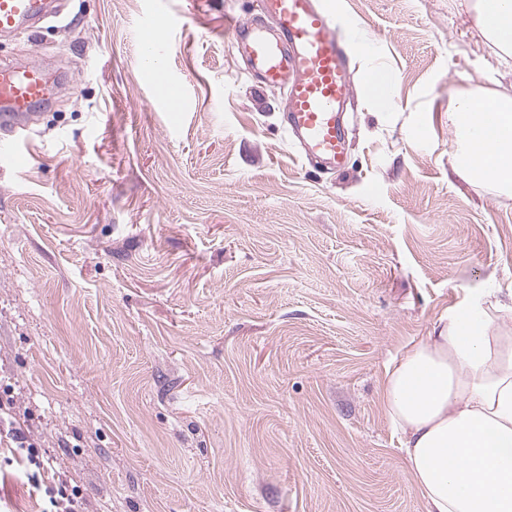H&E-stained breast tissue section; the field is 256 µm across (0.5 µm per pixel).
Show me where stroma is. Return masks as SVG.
Here are the masks:
<instances>
[{
	"instance_id": "obj_1",
	"label": "stroma",
	"mask_w": 512,
	"mask_h": 512,
	"mask_svg": "<svg viewBox=\"0 0 512 512\" xmlns=\"http://www.w3.org/2000/svg\"><path fill=\"white\" fill-rule=\"evenodd\" d=\"M56 2L0 36V61L73 78L0 153V512H48L62 482L81 512H427L385 370L468 291H512V195L450 153L453 94L512 95L471 0H327L398 75L380 117L348 50L339 173L224 29L257 0ZM165 11L179 118L139 63Z\"/></svg>"
}]
</instances>
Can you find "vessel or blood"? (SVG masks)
<instances>
[{"label":"vessel or blood","mask_w":512,"mask_h":512,"mask_svg":"<svg viewBox=\"0 0 512 512\" xmlns=\"http://www.w3.org/2000/svg\"><path fill=\"white\" fill-rule=\"evenodd\" d=\"M53 0H0V35L34 31L52 11ZM272 31L255 18L231 16L228 29L238 53L263 87H287L286 124L307 157L327 169L346 164L341 108L351 93L348 59L340 25L322 0H259ZM155 83L171 86L165 109L178 115L186 101L180 83L157 72ZM54 82L41 64L13 61L0 65V129L13 133L8 154L19 152L37 107L54 96Z\"/></svg>","instance_id":"obj_1"}]
</instances>
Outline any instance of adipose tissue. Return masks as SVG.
I'll use <instances>...</instances> for the list:
<instances>
[{"label": "adipose tissue", "instance_id": "obj_1", "mask_svg": "<svg viewBox=\"0 0 512 512\" xmlns=\"http://www.w3.org/2000/svg\"><path fill=\"white\" fill-rule=\"evenodd\" d=\"M473 9L496 55L512 59V0H474ZM448 121L457 172L511 192L512 96L458 93ZM510 309L475 289L386 371L381 402L427 512H512V336L493 331Z\"/></svg>", "mask_w": 512, "mask_h": 512}]
</instances>
